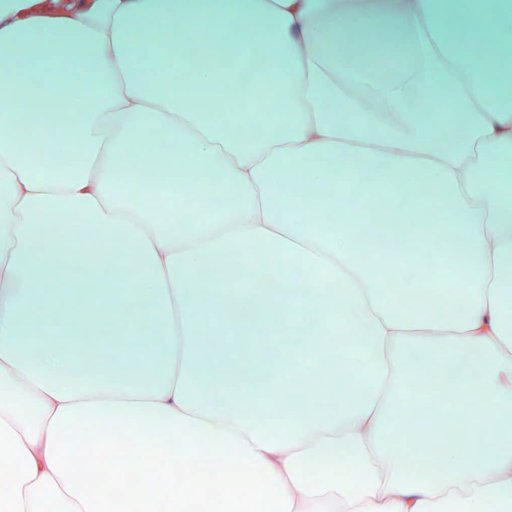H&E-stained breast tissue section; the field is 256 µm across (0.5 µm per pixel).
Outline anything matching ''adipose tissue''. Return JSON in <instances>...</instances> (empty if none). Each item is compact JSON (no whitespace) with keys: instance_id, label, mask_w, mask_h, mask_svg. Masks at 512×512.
<instances>
[{"instance_id":"ef3b65f1","label":"adipose tissue","mask_w":512,"mask_h":512,"mask_svg":"<svg viewBox=\"0 0 512 512\" xmlns=\"http://www.w3.org/2000/svg\"><path fill=\"white\" fill-rule=\"evenodd\" d=\"M367 27L374 56L356 46ZM245 75L259 93L240 112L224 91ZM327 211L336 223H311ZM73 234L102 243L97 266L76 268ZM440 255L456 288H399ZM280 261L311 286L239 296ZM115 266L130 288L111 287ZM204 266L221 288L192 287ZM237 297L251 335L317 309L368 345L258 384L223 349ZM91 320L93 339L61 346ZM320 382L333 399H314ZM426 411L429 441L411 427ZM118 435L134 441L123 467L89 484L82 462ZM197 502L512 512V0H0V512Z\"/></svg>"}]
</instances>
